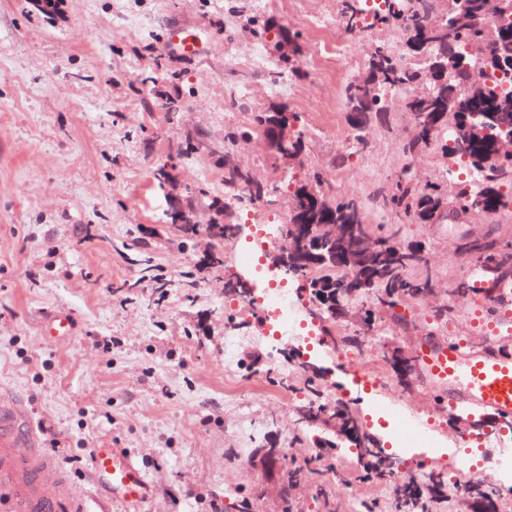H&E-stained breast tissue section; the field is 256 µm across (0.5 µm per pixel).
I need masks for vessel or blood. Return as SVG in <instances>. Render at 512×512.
I'll list each match as a JSON object with an SVG mask.
<instances>
[{"instance_id": "obj_1", "label": "vessel or blood", "mask_w": 512, "mask_h": 512, "mask_svg": "<svg viewBox=\"0 0 512 512\" xmlns=\"http://www.w3.org/2000/svg\"><path fill=\"white\" fill-rule=\"evenodd\" d=\"M476 337L424 345L419 360L429 378L448 389V407L472 406L512 419V289L501 288L476 303ZM68 312L51 315L47 338L72 335ZM26 411L20 401L0 393V498L10 512H85L84 502L67 473L41 448L35 434H23ZM96 483L108 486L126 512H138L150 489L143 466L115 448L91 452Z\"/></svg>"}]
</instances>
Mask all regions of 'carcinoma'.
Returning a JSON list of instances; mask_svg holds the SVG:
<instances>
[{"mask_svg": "<svg viewBox=\"0 0 512 512\" xmlns=\"http://www.w3.org/2000/svg\"><path fill=\"white\" fill-rule=\"evenodd\" d=\"M488 0H391L386 8L378 9L384 28H392L405 38L406 57L396 55L387 45L370 49L365 77L346 86V98L351 105L348 123L355 144H363L360 132L372 116L385 111L383 92L389 88L407 87L413 90L404 101L405 111L417 118L416 142H405L400 153L404 156L434 145L444 159L459 163L477 173L478 187L461 184L448 194V180L440 179L416 186L406 176L395 180L392 188L375 196L376 204L392 210L416 224H435L446 207L461 217L481 212H498L508 206L503 187L512 186V158H499V140L512 127V90L502 82L512 77V0H498L493 13L487 12ZM490 51L480 58V68L490 72L492 82H473L470 72L475 69L468 50L480 51L481 45ZM288 51H283V46ZM274 48L281 51V66L298 71L297 37L280 33ZM298 120L282 108L255 112L251 128L268 134L276 124L282 125L281 137L288 140V153L302 152V136L294 133ZM224 185L252 199L266 200L268 188L252 176L248 166L224 157ZM325 176L312 171L309 178L298 184L292 195L288 225L296 231L298 225L342 224L344 237L334 243H324L322 250L336 253L330 267L303 263L299 273L313 284L329 289L336 301L349 300L351 278L360 267L377 277L379 286L361 293L366 306L361 327L369 328L377 320L379 309L395 310L405 301L437 287L430 274L421 277L412 269L425 262V250L407 253L402 243L388 230L378 234L366 223L363 204L351 195L328 196ZM512 264V247L507 245L491 253H475L474 260L484 266L491 257ZM308 423L319 420L328 424L336 421L338 431L356 448L360 478L377 481L387 476L382 458L369 447V438H361L348 406L341 401L329 407L310 405L302 412ZM310 465L288 470V481L282 487L283 502H288L292 488L307 480ZM445 478L429 473L419 485H405L402 498L411 503L413 512H429V503L442 491ZM468 495L475 503L474 512H499L496 499L479 482L471 484Z\"/></svg>", "mask_w": 512, "mask_h": 512, "instance_id": "obj_1", "label": "carcinoma"}]
</instances>
